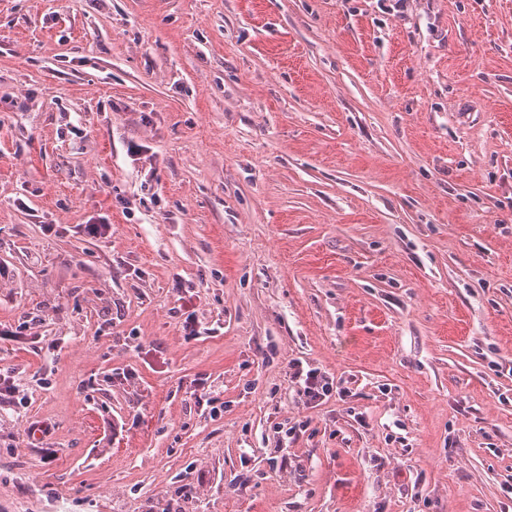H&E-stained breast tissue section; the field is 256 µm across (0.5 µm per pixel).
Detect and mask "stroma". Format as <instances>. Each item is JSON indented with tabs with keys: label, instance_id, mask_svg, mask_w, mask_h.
I'll return each mask as SVG.
<instances>
[{
	"label": "stroma",
	"instance_id": "obj_1",
	"mask_svg": "<svg viewBox=\"0 0 512 512\" xmlns=\"http://www.w3.org/2000/svg\"><path fill=\"white\" fill-rule=\"evenodd\" d=\"M0 370V512H512V0H0ZM292 382L300 388V393L305 397L307 404L318 406L326 397L330 396L334 381L325 372L317 367H310L305 370L302 362L295 361L291 365Z\"/></svg>",
	"mask_w": 512,
	"mask_h": 512
}]
</instances>
